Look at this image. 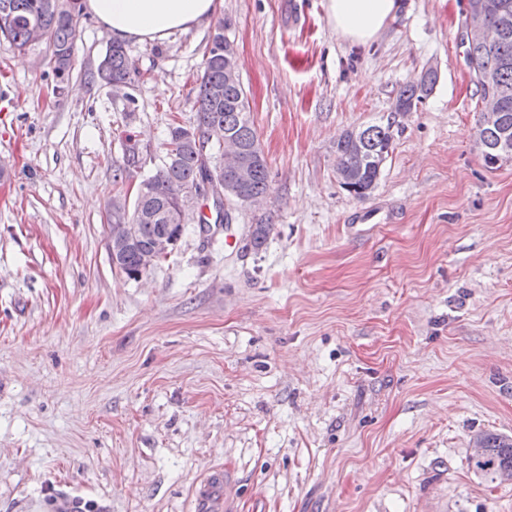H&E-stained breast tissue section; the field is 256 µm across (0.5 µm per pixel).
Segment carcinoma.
I'll list each match as a JSON object with an SVG mask.
<instances>
[{
    "label": "carcinoma",
    "mask_w": 512,
    "mask_h": 512,
    "mask_svg": "<svg viewBox=\"0 0 512 512\" xmlns=\"http://www.w3.org/2000/svg\"><path fill=\"white\" fill-rule=\"evenodd\" d=\"M462 26L471 22L500 27L503 40L494 48L481 44L465 47V61L479 96L502 89L498 110L482 116L478 139L488 167L503 161L497 145L512 138V0H467ZM84 18L80 0H0V35L23 52L39 40L52 49L56 76L68 79L73 50ZM224 23L215 28L204 54L203 70L197 79L196 125L170 127L166 152L157 172L143 181L146 193L136 197L128 209L127 197L117 193L112 199V223L131 224L135 241L122 249L114 266L129 278L140 273V254L163 232L183 236L170 227V216L196 195L210 176L228 178L224 169V144L234 142L251 160L245 195L260 199L266 193L268 162L250 116V105L240 78L229 77L234 61L228 58ZM97 75L106 83L133 85L135 68L122 44L109 46ZM437 71L429 70L420 81L403 86L394 105L396 112H410L432 92ZM393 122L370 124L347 130L336 140V170L343 174L340 184L361 199L378 185L382 167L394 151ZM156 214L155 220L144 218ZM269 238L268 225H251L250 244L259 250ZM483 448L469 459L473 470L490 482L504 472L512 473V438L491 432L476 435Z\"/></svg>",
    "instance_id": "carcinoma-1"
}]
</instances>
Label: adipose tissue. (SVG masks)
Here are the masks:
<instances>
[{
  "instance_id": "1",
  "label": "adipose tissue",
  "mask_w": 512,
  "mask_h": 512,
  "mask_svg": "<svg viewBox=\"0 0 512 512\" xmlns=\"http://www.w3.org/2000/svg\"><path fill=\"white\" fill-rule=\"evenodd\" d=\"M117 42L162 41L208 24L224 0H83ZM398 8L397 0H326V20L351 45L374 43Z\"/></svg>"
}]
</instances>
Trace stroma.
<instances>
[{"label": "stroma", "instance_id": "1", "mask_svg": "<svg viewBox=\"0 0 512 512\" xmlns=\"http://www.w3.org/2000/svg\"><path fill=\"white\" fill-rule=\"evenodd\" d=\"M465 4L400 0L358 47L324 0H224L267 195L207 233L196 203L135 280L108 210L194 124L214 25L126 43V92L97 77L94 16L65 83L48 45L0 38V512H197L220 467L237 512H512V483L469 466L477 432L512 437V161L476 142ZM389 119L355 198L336 141ZM254 224L274 227L259 252ZM436 81L437 72L429 70L421 77L419 82L403 86L396 97L395 111L410 112L416 109L418 104L430 95Z\"/></svg>", "mask_w": 512, "mask_h": 512}]
</instances>
